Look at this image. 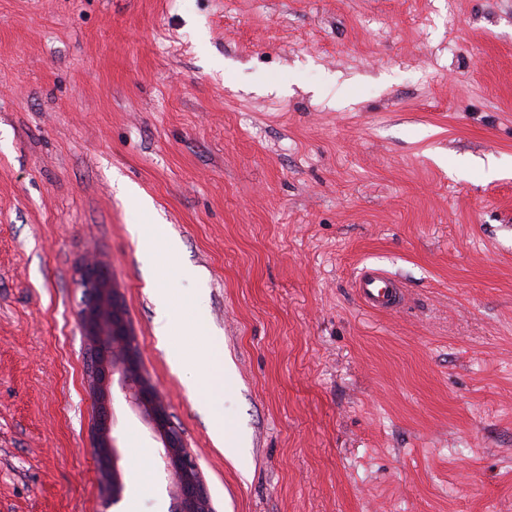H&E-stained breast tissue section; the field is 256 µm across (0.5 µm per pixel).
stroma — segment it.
Returning <instances> with one entry per match:
<instances>
[{"label": "stroma", "mask_w": 512, "mask_h": 512, "mask_svg": "<svg viewBox=\"0 0 512 512\" xmlns=\"http://www.w3.org/2000/svg\"><path fill=\"white\" fill-rule=\"evenodd\" d=\"M154 218L178 250L139 251ZM87 256L216 512H512V0H0V512H171L118 393L102 503ZM354 290L363 306L381 313L402 308L407 295L400 280L376 268L363 269L354 280ZM169 327L170 318L164 307L161 306L155 320V335L165 348L166 355L171 366L176 370H181L184 366L192 363L195 360V357L183 349L171 347L167 344L166 338L169 335ZM199 360L209 366V377L217 387L224 388V362L220 357L219 350L213 346H207L198 357ZM212 436L217 446L225 447L224 454L228 457H236L239 451L238 438L229 431L224 429V421L212 419Z\"/></svg>", "instance_id": "obj_1"}]
</instances>
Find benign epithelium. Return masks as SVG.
<instances>
[{
    "label": "benign epithelium",
    "instance_id": "benign-epithelium-1",
    "mask_svg": "<svg viewBox=\"0 0 512 512\" xmlns=\"http://www.w3.org/2000/svg\"><path fill=\"white\" fill-rule=\"evenodd\" d=\"M78 320L89 351L86 382L96 402L92 448L102 493L117 498L119 451L112 435V388L149 426L174 486V512H215L197 466L185 448L158 387L144 372L138 343L112 273L97 262L79 268Z\"/></svg>",
    "mask_w": 512,
    "mask_h": 512
}]
</instances>
